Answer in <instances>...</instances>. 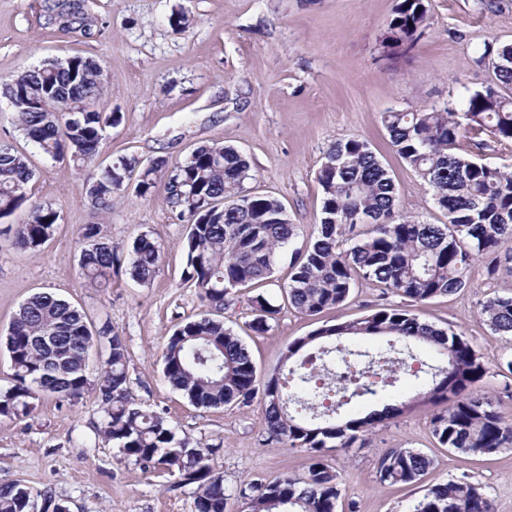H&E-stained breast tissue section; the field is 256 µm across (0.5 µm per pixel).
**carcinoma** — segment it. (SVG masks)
I'll list each match as a JSON object with an SVG mask.
<instances>
[{"label": "carcinoma", "mask_w": 512, "mask_h": 512, "mask_svg": "<svg viewBox=\"0 0 512 512\" xmlns=\"http://www.w3.org/2000/svg\"><path fill=\"white\" fill-rule=\"evenodd\" d=\"M48 10L51 20L64 29L83 25L82 0H59ZM427 20L423 0H403L390 21L391 34L411 49ZM481 59L491 63L496 82L470 92L459 107L389 111L383 116L394 152L432 191L448 223H421L395 214L394 181L370 144L360 138L334 143L318 174L323 202L316 239L305 250L293 252V273L285 286L292 307L307 315L337 308L358 278L422 303L464 288L478 257L489 259V274L497 271L502 261L496 256L499 245L512 239V170L462 152L460 140L485 131L497 140H512V96L499 90L512 87V42L485 45ZM0 85L9 98L21 102L14 109L16 127L44 154L68 157L83 166L94 162L105 129L115 121L114 113L98 111L104 83L96 61L76 56L60 65L45 63ZM33 177L27 158L1 142L0 218L28 205L27 218L7 232L12 244L36 251L53 235L58 215L50 205L29 201L27 186ZM131 178L141 196L164 182L171 213L187 223L185 280L199 288L210 308L224 309L233 289L270 279L280 253L296 235L278 199L249 192L250 166L233 147L200 146L171 168L162 158L144 165L125 157L116 166L101 168L86 193L100 212L110 213L112 195ZM360 224L372 230L340 248L338 230ZM78 242L81 274L99 288L108 287L121 257L112 247L107 225H81ZM129 263L133 278L150 281L159 270L160 247L140 235L133 241ZM255 303L258 314L251 327L264 333L277 310L262 297ZM481 314L492 332L512 336V295L488 298ZM340 336H387L388 350L398 354L387 380L337 376L345 403L379 398L400 377L416 384L427 380L423 398L447 404L432 421L433 436L441 446L474 455L512 449V422L501 416L491 398L471 393L487 374L481 356L462 335L423 323L408 310L379 309L322 328L288 347L283 357L286 377L273 375L263 381L239 337L224 322L203 313L179 326L164 344L167 381L203 408L246 406L260 394L270 437L312 453L306 477L282 476L239 490L248 512H336L339 474L323 462L324 449L347 448L376 422L405 411L404 403L386 404L342 423L317 413L321 392L311 385L313 375L303 352L313 348L318 356H329L336 348L324 340ZM100 343L106 344L107 358L99 378L102 416L96 432L143 470L164 471L178 486H196L195 512H226L232 494L213 465L217 449L191 445L164 416L134 403L122 337L107 328L92 331L83 310L49 293L29 297L7 335L0 337L12 367L9 386L0 388V416H28L41 394L81 395L88 383L90 351ZM414 344L436 353L438 364L428 379L420 369L411 371ZM430 465L429 457L414 448H390L380 458L379 478L390 484L417 483ZM60 503L49 489L35 491L18 480L0 485V512H57ZM409 512H495V506L462 475L427 488Z\"/></svg>", "instance_id": "1"}]
</instances>
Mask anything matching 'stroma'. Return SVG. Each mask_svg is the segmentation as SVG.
<instances>
[{"label": "stroma", "instance_id": "1", "mask_svg": "<svg viewBox=\"0 0 512 512\" xmlns=\"http://www.w3.org/2000/svg\"><path fill=\"white\" fill-rule=\"evenodd\" d=\"M401 0H86L85 30L49 23L45 0H0V78L56 57L98 62L105 95L101 107L120 115L106 128L96 164L122 157L169 164L214 143L242 151L253 177L249 190L283 202L296 226L294 247L315 239L322 208L317 180L329 147L358 137L369 141L398 191L397 213L433 224L447 218L412 167L392 150L382 116L460 102L488 85L493 73L480 55L487 41L512 42V0H425L429 24L412 49L396 44L389 23ZM185 14L189 26L172 18ZM25 154L35 176L32 201L57 210L51 238L38 251L0 245V335L20 305L49 292L82 309L93 328L111 326L129 353L130 395L164 414L178 434L217 446L216 469L232 497L227 512H246L236 490L282 475L306 476L311 452L272 441L261 399L250 406L198 408L163 374L162 348L183 322L205 311L197 288L184 281L186 225L170 212L163 187L137 195L126 183L111 214L98 212L85 193L89 168L43 154L19 131L8 97L0 91V142ZM106 224L112 243L127 249L149 234L161 250L156 276L142 284L119 269L106 291L93 288L78 267V229ZM291 255L282 252L275 282L234 290L220 318L240 337L259 376L278 372L299 338L388 307L462 334L488 369L475 386L512 420V337L491 332L480 305L512 293V272L488 274L473 264L466 288L424 303L357 280L346 302L310 316L289 306L283 290ZM278 309L266 332L251 328L253 297ZM107 355L96 347L81 397H45L17 420L0 416V484L20 480L52 490L70 512H194V486L147 473L124 458L94 426L101 415L98 378ZM413 385L389 389L405 403L396 418L375 424L349 448L325 451L340 474L336 512H407L432 485L468 475L490 496L496 512H512V451L470 455L443 448L432 435L438 405L420 401ZM401 446L426 453L432 465L420 482L390 485L379 479V460Z\"/></svg>", "mask_w": 512, "mask_h": 512}]
</instances>
